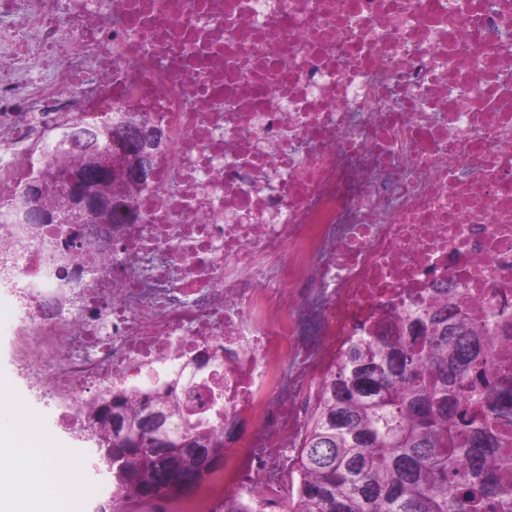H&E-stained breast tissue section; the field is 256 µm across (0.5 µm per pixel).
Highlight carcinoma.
Segmentation results:
<instances>
[{"instance_id": "cac0c4a2", "label": "carcinoma", "mask_w": 512, "mask_h": 512, "mask_svg": "<svg viewBox=\"0 0 512 512\" xmlns=\"http://www.w3.org/2000/svg\"><path fill=\"white\" fill-rule=\"evenodd\" d=\"M112 223L123 224L122 190H113ZM61 197L50 203L58 224H77ZM448 304H430L405 319L406 331L352 345L320 393L299 464L302 482L290 512H512V454L500 427L512 421V384L493 380L495 356L484 328L462 317L454 289L437 288ZM485 398L491 411L471 402ZM125 395L83 411L98 448L112 454L115 510L165 500L161 486L183 469V448L224 441L175 408L163 415L173 447L149 445L154 414L129 418ZM113 411L140 432L141 442L118 440L105 418Z\"/></svg>"}]
</instances>
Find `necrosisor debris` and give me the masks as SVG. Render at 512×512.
Returning a JSON list of instances; mask_svg holds the SVG:
<instances>
[{
	"label": "necrosis or debris",
	"instance_id": "1",
	"mask_svg": "<svg viewBox=\"0 0 512 512\" xmlns=\"http://www.w3.org/2000/svg\"><path fill=\"white\" fill-rule=\"evenodd\" d=\"M138 114L165 148L104 246L12 205ZM452 283L512 375V0H0V288L69 419H203L224 465L174 512H288L342 353Z\"/></svg>",
	"mask_w": 512,
	"mask_h": 512
}]
</instances>
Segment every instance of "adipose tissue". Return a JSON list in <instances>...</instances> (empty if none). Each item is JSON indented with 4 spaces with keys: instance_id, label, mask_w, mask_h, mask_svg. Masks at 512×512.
Returning a JSON list of instances; mask_svg holds the SVG:
<instances>
[{
    "instance_id": "adipose-tissue-1",
    "label": "adipose tissue",
    "mask_w": 512,
    "mask_h": 512,
    "mask_svg": "<svg viewBox=\"0 0 512 512\" xmlns=\"http://www.w3.org/2000/svg\"><path fill=\"white\" fill-rule=\"evenodd\" d=\"M0 512H83L80 474L59 463L60 448L10 383L0 379Z\"/></svg>"
}]
</instances>
